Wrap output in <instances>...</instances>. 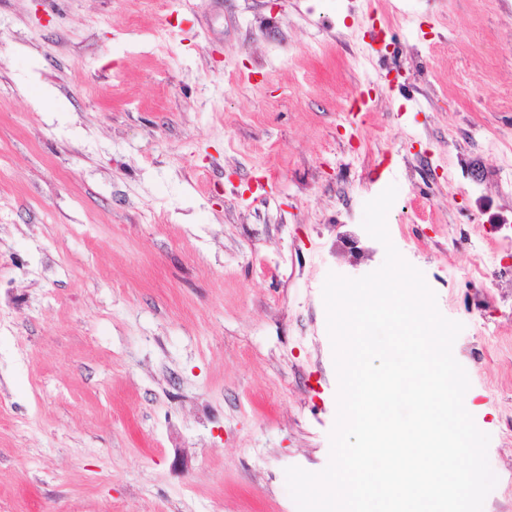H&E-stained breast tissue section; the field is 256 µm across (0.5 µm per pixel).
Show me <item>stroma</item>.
<instances>
[{
  "mask_svg": "<svg viewBox=\"0 0 512 512\" xmlns=\"http://www.w3.org/2000/svg\"><path fill=\"white\" fill-rule=\"evenodd\" d=\"M510 140L512 0H0V512H297L392 184L512 512Z\"/></svg>",
  "mask_w": 512,
  "mask_h": 512,
  "instance_id": "1",
  "label": "stroma"
}]
</instances>
